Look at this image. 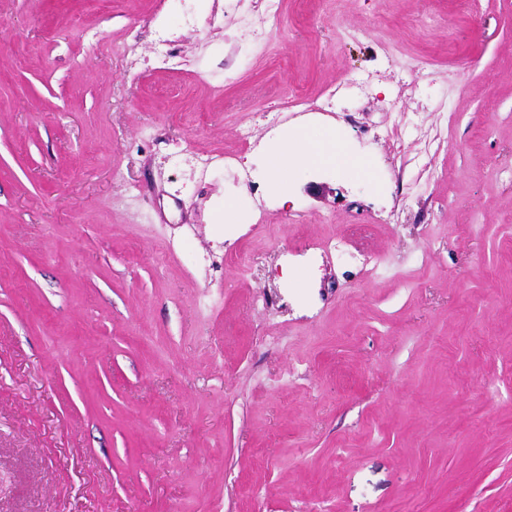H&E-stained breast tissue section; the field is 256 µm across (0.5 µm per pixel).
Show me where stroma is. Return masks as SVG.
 Here are the masks:
<instances>
[{"mask_svg":"<svg viewBox=\"0 0 512 512\" xmlns=\"http://www.w3.org/2000/svg\"><path fill=\"white\" fill-rule=\"evenodd\" d=\"M0 512H512V0H0ZM267 163L275 190L284 189L294 169L300 166L334 164L348 176L370 175L366 163L346 158L336 152L332 135L306 129L292 133L283 145L273 148Z\"/></svg>","mask_w":512,"mask_h":512,"instance_id":"35a3bbf8","label":"stroma"}]
</instances>
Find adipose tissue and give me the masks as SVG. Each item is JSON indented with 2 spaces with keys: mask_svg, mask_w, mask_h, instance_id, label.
Listing matches in <instances>:
<instances>
[{
  "mask_svg": "<svg viewBox=\"0 0 512 512\" xmlns=\"http://www.w3.org/2000/svg\"><path fill=\"white\" fill-rule=\"evenodd\" d=\"M267 163L272 186L277 190L284 188L294 169L300 166L333 164L348 176L370 174L366 163L337 153L332 135L306 129L292 133L283 145L273 148Z\"/></svg>",
  "mask_w": 512,
  "mask_h": 512,
  "instance_id": "adipose-tissue-1",
  "label": "adipose tissue"
}]
</instances>
